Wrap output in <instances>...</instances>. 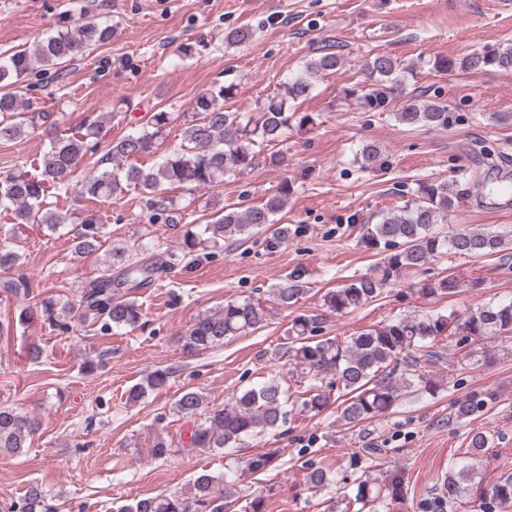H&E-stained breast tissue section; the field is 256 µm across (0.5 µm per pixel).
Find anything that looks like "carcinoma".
I'll return each instance as SVG.
<instances>
[{"label":"carcinoma","mask_w":512,"mask_h":512,"mask_svg":"<svg viewBox=\"0 0 512 512\" xmlns=\"http://www.w3.org/2000/svg\"><path fill=\"white\" fill-rule=\"evenodd\" d=\"M112 26L101 17L85 14L63 18L56 33L41 41L33 51L18 50L0 54V141L21 137L29 128L45 127L51 135L49 148L33 170H18L0 175V207L13 212L18 224H37L53 232L66 219L51 208L52 192L67 191L80 183V194L90 200L113 198L134 186L144 194L147 204L161 212H171L169 222L178 224L183 217L172 200L163 195L166 187L208 190L218 186L224 177H236L252 169L259 150L272 143H283L294 131L310 130L316 118L297 109L306 100L317 81L341 69L340 54L325 52L307 62L303 69L279 84L277 92L256 101L244 112L230 107L237 98L235 84L205 89L195 97L188 112L156 110L147 113L145 121L128 134L105 144L102 159L112 167H93L77 180L87 153L98 151L104 121L97 116L67 132L60 130L59 119L50 112H27L13 91L27 74L37 67L62 68L83 55L90 47H102L112 41ZM487 67L512 72V43L482 53L473 52L461 58L438 57L432 70L440 74L459 71L477 74ZM370 83L345 89V99L354 98L370 112H387L409 129H447L460 121L445 101H421L407 97V77L414 67L401 66L386 53H377L366 62ZM182 122L181 142L162 161L149 168L125 165L129 158L149 155L156 149L158 137L175 121ZM355 160L364 171L377 172L384 167L379 148L362 145ZM476 186L483 195L506 196L512 187L499 182H471L462 172L452 188L446 181H423L414 197L400 210L383 214L374 224L361 227L360 243L374 251L378 259L370 270L354 276L325 293L323 306L342 316L382 298L389 288L451 255L471 257L499 256L512 259V230H492L461 225L450 231H439L437 225L448 223V215L456 211L463 196ZM296 192L295 182L285 178L276 192L260 205L243 210L226 205L222 214L204 223L190 225L184 243L190 250L206 243H217L224 237H246L266 234L265 244L273 249L284 242L288 227L278 223L277 215ZM74 252L89 256L102 247L101 225L95 218H84L69 230ZM112 261L103 264L101 275L80 292L78 303L60 301L53 296L37 302V312L44 323L62 331L70 329L71 320L102 334L112 329L134 330L141 325V305L121 294L118 288L132 282L140 284L148 266L126 257V248L112 245ZM21 255L15 248L0 247V270L19 266ZM120 266L121 279L112 280V267ZM3 292L21 301H29L30 290L20 276L0 284ZM466 287L457 275L450 273L436 282L418 289L426 297L454 296ZM308 291L302 276L293 274L273 290L282 305L296 303ZM320 314L296 317L288 327L284 353L307 385L295 396L290 388L276 379H268L248 387L234 398V403L211 409L203 396L187 390L175 402V412L192 422L189 435L181 442L182 450L235 448L241 441L284 422L288 405L301 401V406L317 413L329 406L336 394V410L348 425H363L390 414L406 400L433 396L444 388L438 370L448 365L443 352L445 340L457 331L472 340L495 339L512 343V297L490 301L463 313L436 312L425 316H406L390 320L348 336L318 339ZM264 305L250 297L224 302V306L199 315L180 336L182 347L189 353L200 352L224 344V340L253 333L264 326ZM168 372L153 370L132 388L131 398L138 399L162 388ZM498 403L491 391H471L456 401V418L474 420L481 412H489ZM35 419L0 408V453L20 454L27 440L36 432ZM467 444L462 457L448 468V475L432 496L416 504L419 512H456L466 503L477 505L479 512H492L494 505L512 502V472L501 473L493 482L476 478V466L494 445V434L484 427L467 431ZM386 449L376 442L351 453L349 467L357 477L354 495L346 496V506H358L356 512H401L408 501L405 475L390 469L385 462ZM276 453L255 455L245 461L244 469L252 473L268 467ZM305 483L322 491L333 483L328 472L315 467L306 474ZM236 471L223 476L201 473L193 479V495L171 493L141 499L124 505L118 512H224L236 501ZM5 512H53L41 485H30L18 505L4 507Z\"/></svg>","instance_id":"obj_1"}]
</instances>
